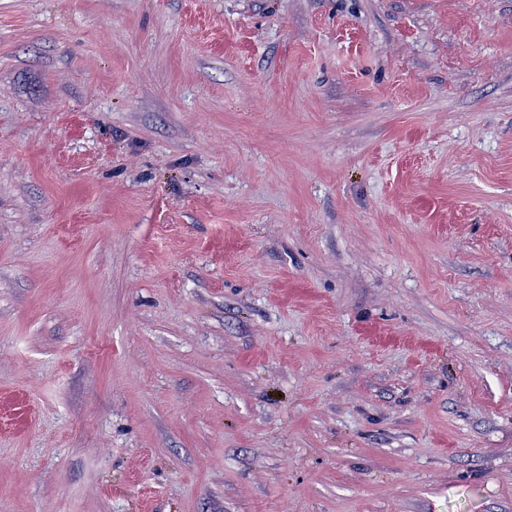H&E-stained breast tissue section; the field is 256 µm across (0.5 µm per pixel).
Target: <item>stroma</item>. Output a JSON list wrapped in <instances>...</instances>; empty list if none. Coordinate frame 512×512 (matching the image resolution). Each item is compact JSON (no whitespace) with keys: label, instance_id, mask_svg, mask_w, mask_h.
I'll return each instance as SVG.
<instances>
[{"label":"stroma","instance_id":"stroma-1","mask_svg":"<svg viewBox=\"0 0 512 512\" xmlns=\"http://www.w3.org/2000/svg\"><path fill=\"white\" fill-rule=\"evenodd\" d=\"M0 512H512V0H0Z\"/></svg>","mask_w":512,"mask_h":512}]
</instances>
